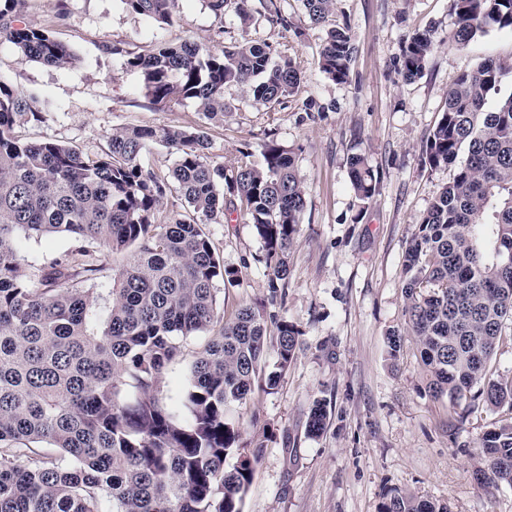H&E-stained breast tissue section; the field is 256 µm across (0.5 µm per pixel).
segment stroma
Segmentation results:
<instances>
[{"mask_svg":"<svg viewBox=\"0 0 512 512\" xmlns=\"http://www.w3.org/2000/svg\"><path fill=\"white\" fill-rule=\"evenodd\" d=\"M265 0H253L254 20L241 30L233 13L214 14L208 0H178L172 24L128 12L121 0H27V23L48 28L77 56L67 69L20 60L0 44V75L50 103L42 121L17 125L29 141L52 140L95 156L112 131L132 126L205 132L210 161L236 165L241 148L260 162L264 142L297 149L307 191L290 275L270 299L251 224L229 216L207 230L225 264L243 284L219 289L216 305L232 318L244 303L288 318L304 331L297 354L274 393L256 379L240 422V446L260 451L243 512H379L385 494L407 491L447 503L450 512H512V488H484L472 479L482 433L511 417L476 406L464 421L425 390L417 346L405 337L390 358L386 335L404 329L403 255L418 217L453 167L422 163V150L447 107L457 77L486 60L512 61V29L490 27L467 45L449 43L456 17L451 0H336L330 21L346 24L355 44L350 80L337 84L318 66L324 28L312 25L298 0H279L293 31L271 25ZM431 29L438 44L421 76L404 80L393 63L406 35ZM259 37L287 45L302 76L299 91L268 114L241 88H225L223 123L207 122L192 101L149 106L141 78L125 65L155 44L195 42L215 51ZM324 104V117L307 119L306 99ZM362 153L378 170L380 192L362 204L348 178V162ZM66 235L21 239L27 273L70 252ZM198 337L166 369L160 392L179 404ZM327 411L322 434L309 436L314 402Z\"/></svg>","mask_w":512,"mask_h":512,"instance_id":"35a3bbf8","label":"stroma"}]
</instances>
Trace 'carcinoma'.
I'll use <instances>...</instances> for the list:
<instances>
[{
    "label": "carcinoma",
    "mask_w": 512,
    "mask_h": 512,
    "mask_svg": "<svg viewBox=\"0 0 512 512\" xmlns=\"http://www.w3.org/2000/svg\"><path fill=\"white\" fill-rule=\"evenodd\" d=\"M242 28L252 0L228 2ZM126 10L171 22L176 0H121ZM322 25L335 0H300ZM464 45L489 26L512 29V0H451ZM25 0H0V42L23 61L66 69L75 53L42 27L20 20ZM267 21L290 27L277 0ZM437 44L428 29L404 41L395 70L421 75ZM355 45L347 27H332L319 68L346 83ZM151 105L195 103L210 123L224 122V88L241 87L266 112L301 82L295 59L260 39L212 52L195 43L160 44L126 59ZM512 79V63L488 59L461 74L422 153L431 169L455 166L417 222L405 251L403 296L408 326L428 372L427 389L455 407L463 399L512 413V379L492 361L512 326V93L488 106V94ZM48 105L0 76V512H243L258 456L239 453L236 413L249 399L276 331L275 390L303 331L287 318L242 304L226 321L217 283L241 285V271L216 255L206 231L228 211L247 216L261 243L259 261L276 299L289 276L288 257L307 197L296 153L274 141L262 161L251 152L230 168L207 161L202 132L134 126L112 132L95 157L52 141H23L15 127L39 122ZM176 155L161 174L142 162L152 144ZM466 159L458 161L462 148ZM348 175L360 201H372L380 178L367 157H350ZM183 211L162 210L169 195ZM66 234L75 247L50 270L28 276L18 244ZM130 253L105 273L95 251ZM91 282V287L81 284ZM208 340L185 380L182 419L159 396L167 366L184 343ZM131 397H126L127 392ZM326 420L317 401L307 431ZM473 469L483 486L512 488V422L486 430ZM379 512H448V505L393 490Z\"/></svg>",
    "instance_id": "1"
}]
</instances>
